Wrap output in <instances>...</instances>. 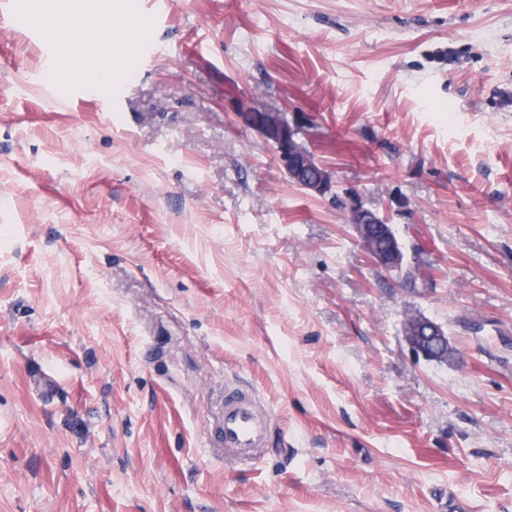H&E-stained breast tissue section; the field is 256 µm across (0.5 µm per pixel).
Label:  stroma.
Instances as JSON below:
<instances>
[{"label": "stroma", "instance_id": "35a3bbf8", "mask_svg": "<svg viewBox=\"0 0 512 512\" xmlns=\"http://www.w3.org/2000/svg\"><path fill=\"white\" fill-rule=\"evenodd\" d=\"M148 2L157 53L62 96L0 0V512H512V0ZM265 109L314 116L415 288ZM228 377L277 423L252 463L213 445ZM242 122L256 131L264 140L276 148L279 164L288 178L307 192L325 196L330 190L329 171L318 165L304 149L299 133H303L311 119L306 114H292L287 119L281 110L267 109L241 113ZM307 170L313 176L304 177ZM343 206L350 214L365 254L375 266L386 273L403 272L407 259L391 225L381 224V217L356 194L347 195ZM404 338L412 354L430 362L448 360L450 347L445 330L435 321L422 315L406 320Z\"/></svg>", "mask_w": 512, "mask_h": 512}]
</instances>
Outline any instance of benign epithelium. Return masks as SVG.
<instances>
[{
  "label": "benign epithelium",
  "mask_w": 512,
  "mask_h": 512,
  "mask_svg": "<svg viewBox=\"0 0 512 512\" xmlns=\"http://www.w3.org/2000/svg\"><path fill=\"white\" fill-rule=\"evenodd\" d=\"M240 118L247 127L275 146L279 164L291 181L310 193L328 194L330 173L313 160L299 136L311 123L309 116L294 114L288 119L280 110L267 109L242 112ZM343 206L350 214L365 254L375 266L387 273L404 271L407 259L391 225L381 223V217L367 208L356 194L346 196ZM404 338L416 358L430 362L448 360V336L435 321L422 315L409 317Z\"/></svg>",
  "instance_id": "7a95c632"
}]
</instances>
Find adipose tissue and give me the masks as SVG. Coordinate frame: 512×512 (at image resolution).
I'll return each instance as SVG.
<instances>
[{"label": "adipose tissue", "instance_id": "adipose-tissue-1", "mask_svg": "<svg viewBox=\"0 0 512 512\" xmlns=\"http://www.w3.org/2000/svg\"><path fill=\"white\" fill-rule=\"evenodd\" d=\"M19 9L23 21L44 19L49 40H57L65 28L81 39L83 49L78 61L62 55L50 66V78L61 90H68L75 81L88 80L97 90L108 92L129 75V68L119 63L123 46L112 40L111 6L92 10L77 0L76 4L58 11L46 0H20Z\"/></svg>", "mask_w": 512, "mask_h": 512}]
</instances>
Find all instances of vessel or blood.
Listing matches in <instances>:
<instances>
[{
    "label": "vessel or blood",
    "instance_id": "b4317fda",
    "mask_svg": "<svg viewBox=\"0 0 512 512\" xmlns=\"http://www.w3.org/2000/svg\"><path fill=\"white\" fill-rule=\"evenodd\" d=\"M275 421L264 398L249 385L226 381L217 443L226 459L250 462L269 450Z\"/></svg>",
    "mask_w": 512,
    "mask_h": 512
}]
</instances>
